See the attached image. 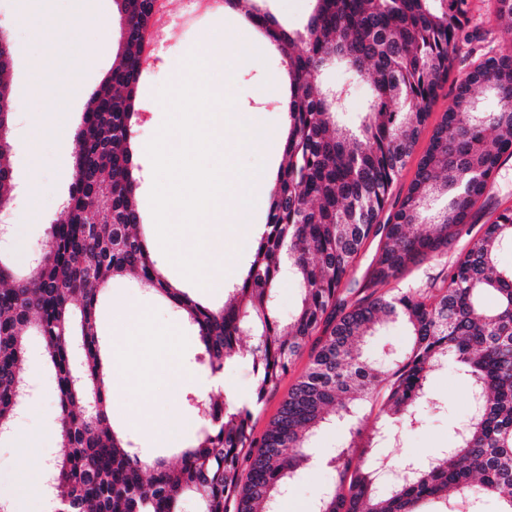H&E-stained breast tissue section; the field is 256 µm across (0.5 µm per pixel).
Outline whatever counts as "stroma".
<instances>
[{
  "label": "stroma",
  "mask_w": 512,
  "mask_h": 512,
  "mask_svg": "<svg viewBox=\"0 0 512 512\" xmlns=\"http://www.w3.org/2000/svg\"><path fill=\"white\" fill-rule=\"evenodd\" d=\"M18 2L0 0V31L9 38L12 49L8 76L12 91V123L7 132L10 145L8 162L16 197H23L31 174H38L39 205L42 209L56 211L67 198L72 183L77 127L94 91L110 72L112 64L107 61L95 68L77 66L73 46L91 40L96 33L94 16H79L78 0H52L50 8L59 28L58 38L52 43L35 39L30 25L17 20ZM166 12L165 54L174 61L194 48L219 22L208 8L188 10L185 0H167ZM251 45L260 54L261 63L239 67L235 72V82L239 100L262 113L266 148L259 153L243 155L241 161L251 168L264 165L273 173L278 169L288 125L284 114L287 94L280 88L281 83L287 82L288 74L279 51L269 49L266 41L260 38L252 40ZM158 62L155 56L148 60L139 87L140 101L145 108L139 113L133 136L142 147L159 130L149 105L157 101L162 86L175 80L173 72L159 67ZM472 63L469 57L457 60L394 185L395 194H405L435 126L453 99L458 78L470 70ZM41 70L54 71L56 82L37 93L32 89V78ZM320 80L331 87L349 86V95L340 105L341 117L346 126H359L371 96L367 79L352 74L345 64L339 62L328 65ZM0 219L10 224L12 239L21 240L23 244L22 249H10L13 262L19 267H27L32 255L43 249L49 235L48 225L26 219L23 209L17 204L1 210ZM121 297L135 306L150 309L156 326L165 327L179 320L176 309L151 289L137 283L134 278H119L104 291L97 310L98 332L103 339H110L112 335L116 301ZM309 361V353L298 356L291 370L267 394L261 411L253 419L254 437L263 435ZM20 378L29 396L10 434L0 439V501L7 503L11 512H42L45 497L34 476L43 458L61 451L60 411L56 379L45 361L44 348L37 336L28 338L26 362ZM431 386L443 399V407L428 413L418 427L402 430L397 436L380 442L376 449L379 457L393 464L404 461L421 464L439 449L447 447L454 427L463 423L469 413L467 386L450 365L433 374ZM194 396L191 389L175 398L169 396L164 385H157L155 389L158 408L175 409L185 422L179 437L173 440L163 441L146 435L124 420L119 426L135 448L144 454L162 456L169 463H176L179 448L190 443L201 427V419L193 405ZM22 435L34 436L36 446L21 447L18 438ZM331 480L332 473L327 468L316 465L307 468L280 497L278 512H307Z\"/></svg>",
  "instance_id": "stroma-1"
}]
</instances>
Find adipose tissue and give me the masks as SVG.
<instances>
[{"mask_svg":"<svg viewBox=\"0 0 512 512\" xmlns=\"http://www.w3.org/2000/svg\"><path fill=\"white\" fill-rule=\"evenodd\" d=\"M187 339L176 327L155 329L150 310L123 306L112 333L114 365L106 375L108 391L135 390L139 398L114 400L112 410L148 433L172 437L180 424L177 412H158L153 401L155 377H163L171 393L191 388L199 393L223 388V375L200 374L187 368L180 352Z\"/></svg>","mask_w":512,"mask_h":512,"instance_id":"1","label":"adipose tissue"}]
</instances>
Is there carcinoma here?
<instances>
[{"instance_id":"cac0c4a2","label":"carcinoma","mask_w":512,"mask_h":512,"mask_svg":"<svg viewBox=\"0 0 512 512\" xmlns=\"http://www.w3.org/2000/svg\"><path fill=\"white\" fill-rule=\"evenodd\" d=\"M114 2L116 56L83 113L65 218L50 225L41 258L28 270H17L0 253V430H11L25 401L19 371L34 332L56 378L66 449L51 459L56 512H176L188 491L198 493L199 512H274L277 498L313 457L315 434L336 424L348 425L349 440L325 456L334 480L311 512H452L456 502L486 499L496 501L499 512H512V267L496 261L512 246V210L495 213L443 278L381 289L442 255L469 222L490 177L512 158V0H489L503 45L488 47L459 80L414 179L386 217L438 91L455 60L475 51L470 0H316L296 34L267 12H246L287 65L288 129L266 224L217 309L174 286L139 232L132 119L154 0ZM333 60L372 85L356 131L337 120L348 89L325 90L319 83ZM475 87L490 90L497 109L474 111ZM7 151L0 143V202L13 190ZM371 237L379 238L378 255L363 280L352 281ZM285 266L300 285L301 302L283 322L271 292ZM128 275L177 309L208 370L246 358L256 379L248 403L228 392L201 397L203 427L174 467L140 456L108 415L97 303L111 281ZM392 323L407 328L410 344L385 368L367 354L366 343ZM321 328L325 336L307 369L262 437L254 438V410ZM245 334L253 338L247 349L240 344ZM449 361L475 400L469 418L426 467L398 465L401 478L379 491L389 463L369 449L439 408L428 381ZM367 408L380 423L364 436ZM352 448L365 454L355 468Z\"/></svg>"}]
</instances>
